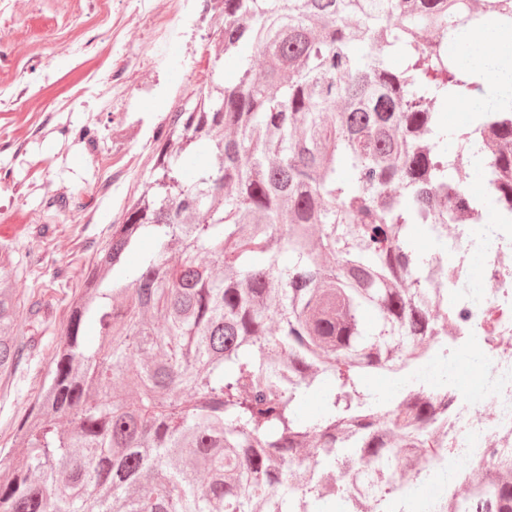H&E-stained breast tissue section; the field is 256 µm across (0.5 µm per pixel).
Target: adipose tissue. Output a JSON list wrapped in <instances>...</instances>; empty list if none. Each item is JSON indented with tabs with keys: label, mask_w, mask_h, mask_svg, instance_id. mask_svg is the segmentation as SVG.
<instances>
[{
	"label": "adipose tissue",
	"mask_w": 512,
	"mask_h": 512,
	"mask_svg": "<svg viewBox=\"0 0 512 512\" xmlns=\"http://www.w3.org/2000/svg\"><path fill=\"white\" fill-rule=\"evenodd\" d=\"M463 40L467 45L464 58L471 66L469 74L484 88L480 97L458 103L459 111L465 112L474 126L487 107L512 104V23L499 20L477 27Z\"/></svg>",
	"instance_id": "obj_1"
}]
</instances>
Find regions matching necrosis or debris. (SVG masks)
Masks as SVG:
<instances>
[{
	"mask_svg": "<svg viewBox=\"0 0 512 512\" xmlns=\"http://www.w3.org/2000/svg\"><path fill=\"white\" fill-rule=\"evenodd\" d=\"M178 0H154L135 7L125 17L124 28L147 30L131 56L132 61L154 53L170 31ZM448 244L464 257L463 277L468 281L472 312L490 305L506 307L495 337L472 330L468 342L443 367L439 379L426 372L411 377V384L427 389L436 381L454 385L458 406L448 421L451 455L448 469L470 468L491 449H512V225H498L495 235L450 237Z\"/></svg>",
	"mask_w": 512,
	"mask_h": 512,
	"instance_id": "obj_1",
	"label": "necrosis or debris"
}]
</instances>
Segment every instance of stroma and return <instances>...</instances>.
<instances>
[{
  "label": "stroma",
  "instance_id": "obj_1",
  "mask_svg": "<svg viewBox=\"0 0 512 512\" xmlns=\"http://www.w3.org/2000/svg\"><path fill=\"white\" fill-rule=\"evenodd\" d=\"M125 11L124 0H0V244L23 259L18 288L43 296L38 350L0 396L4 467L19 457L13 423L61 339L62 300L148 181L163 117L202 75L220 83L233 69L208 47L215 0H186L173 44L138 67L127 66L115 26ZM114 77L127 92L104 101ZM49 189L66 207L47 205Z\"/></svg>",
  "mask_w": 512,
  "mask_h": 512
}]
</instances>
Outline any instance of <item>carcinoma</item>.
I'll return each mask as SVG.
<instances>
[{"mask_svg":"<svg viewBox=\"0 0 512 512\" xmlns=\"http://www.w3.org/2000/svg\"><path fill=\"white\" fill-rule=\"evenodd\" d=\"M220 2L210 45L236 69L168 112L146 188L64 299L0 512H412L448 459V386L381 406L365 379L465 334L461 255L421 252L415 232L512 224V109L449 128L481 86L444 51L488 15L512 21V0ZM21 266L1 245L3 385L33 357L22 325L42 323ZM465 478L431 512H512V463Z\"/></svg>","mask_w":512,"mask_h":512,"instance_id":"cac0c4a2","label":"carcinoma"}]
</instances>
